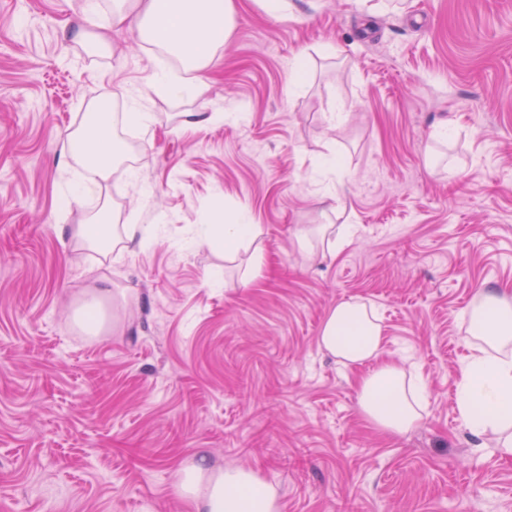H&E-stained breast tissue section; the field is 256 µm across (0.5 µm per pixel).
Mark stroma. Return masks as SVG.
Instances as JSON below:
<instances>
[{
    "mask_svg": "<svg viewBox=\"0 0 512 512\" xmlns=\"http://www.w3.org/2000/svg\"><path fill=\"white\" fill-rule=\"evenodd\" d=\"M99 5L0 0V512H192L201 455L282 512H512V455L456 405L472 297L512 294V0H235L203 89L148 100L119 197L80 188L65 137L178 64L126 26L76 41ZM107 211L151 235H74ZM240 214L259 246L228 258ZM352 300L426 386L406 436L319 347ZM234 223L214 225V229L224 238L225 256L235 254L244 243H253L260 235L257 224H242L246 223L242 219Z\"/></svg>",
    "mask_w": 512,
    "mask_h": 512,
    "instance_id": "1",
    "label": "stroma"
}]
</instances>
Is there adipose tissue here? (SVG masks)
I'll list each match as a JSON object with an SVG mask.
<instances>
[{
    "instance_id": "1",
    "label": "adipose tissue",
    "mask_w": 512,
    "mask_h": 512,
    "mask_svg": "<svg viewBox=\"0 0 512 512\" xmlns=\"http://www.w3.org/2000/svg\"><path fill=\"white\" fill-rule=\"evenodd\" d=\"M234 0H114V23H130L142 41L165 49L181 70H160L149 87L172 96L188 95L204 81L224 38L232 31ZM95 134L71 133L65 148L79 155L99 188L124 161L125 148L116 139L111 119L96 115ZM467 314L474 353L457 385L461 418L478 435L492 431L502 437V451L512 454V296L479 289ZM385 338L378 317L357 301L338 304L328 315L319 344L345 366L363 367L358 381L364 417L393 435L411 431L424 407L425 387L407 380L395 361L383 359ZM186 473L207 478L205 489L179 485L177 493L191 500L195 512H280L275 489L251 470L211 471L203 462Z\"/></svg>"
}]
</instances>
